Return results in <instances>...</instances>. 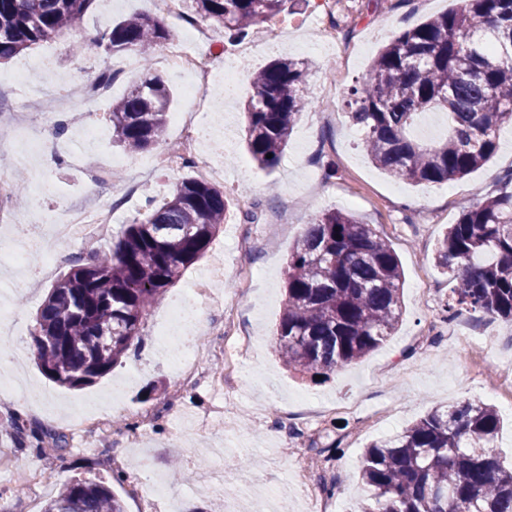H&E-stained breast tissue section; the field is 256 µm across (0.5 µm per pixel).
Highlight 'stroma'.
Segmentation results:
<instances>
[{
  "label": "stroma",
  "mask_w": 512,
  "mask_h": 512,
  "mask_svg": "<svg viewBox=\"0 0 512 512\" xmlns=\"http://www.w3.org/2000/svg\"><path fill=\"white\" fill-rule=\"evenodd\" d=\"M459 0H353L338 9L336 25L345 33L348 65H341L334 50L315 44L314 20L308 0H298L294 12L281 23L283 45L268 48L263 36L238 42L244 52L245 76L236 96L238 110L229 116V126L217 123L213 112L201 113L211 134L204 147L206 158L222 163L225 178L220 185L230 196L251 195L259 208L260 221L248 223L245 214L232 210L221 228L216 247L184 270L169 288L165 299L151 308L142 328L137 354L123 359L111 373L93 385L68 389L48 380L38 369L32 348L35 318L52 278L20 272V292L11 297L12 334L8 341L22 362V382L0 395V448L21 466L45 471L39 487L12 484L11 512H30L31 500L46 502L70 481L81 478L110 483L124 497L126 512H141L139 501L128 492L129 479L139 477L162 484L174 499L177 512H224V501L211 480L212 471L233 473L248 466L252 476L244 492L240 512H251L254 500L266 502L268 512H311L308 492L297 482L286 460L296 447L307 448L308 471H315L310 444H335L334 465L342 477L341 503L355 506L366 492L357 469L363 448L373 440L402 431L432 408L449 409L466 400L498 404L493 389L504 359L512 358V324L488 315L475 317L497 345L483 359L474 358L466 342L454 336V321L442 318L451 283L438 268L433 252L439 236L454 223L464 206L484 198L497 177L512 169V126L502 127L498 149L482 168L469 175L434 185H413L389 178L369 164L360 134L349 121L345 100L354 81L362 79L379 50L401 30L428 17L459 8ZM153 0H94L80 22V32L99 33L113 21L131 14H157ZM80 32L52 38L35 45L9 62L0 64V75L14 74L22 64L46 60L51 82L44 84L38 111L40 117L30 133L47 138L50 120L69 106L84 105L103 123L113 100L123 97L137 71L124 68L122 57L104 54L76 55L71 45ZM304 58L309 62L305 82L314 105L304 112L294 128L288 149L274 171L260 169L245 147V117L241 110L250 95L253 73L278 57ZM114 78L103 94H80V87L104 70ZM340 83H332L333 75ZM336 86V109L319 120L317 102L328 84ZM76 137L67 131L59 149L65 165L39 160L26 167L27 180L43 178L51 188L42 199L45 211L99 202L97 186L87 182L93 167L115 165L122 177L112 184V203L117 208L113 233H120L146 206V197L162 200L184 178L197 177L196 168L184 167L170 174L149 168L152 152L128 154L112 145L110 129L104 128L83 164L70 162L68 146ZM331 158L338 169L326 178L321 156ZM134 188L130 201H123L126 188ZM338 209L355 214L371 224L395 250L404 272L403 315L397 332L363 361L331 374L310 379L282 365L274 333L285 304L284 279L288 251L316 212ZM225 261L217 290L225 308L238 313L240 328L253 336L254 346L242 358L234 390L224 403L222 418L212 420L204 431L189 429L188 420L208 411L215 399L213 384L223 383L222 363L213 356L200 362L207 384L183 391L172 400L176 373L161 356L156 343L158 324L171 304L192 281L218 261ZM249 272L246 292H239L238 271ZM427 277L430 291L419 296L417 283ZM27 399L25 413L15 403ZM360 403L358 416L340 419L329 411L336 405ZM386 409L383 424L369 427L362 416ZM93 409L127 423L128 411L151 409L153 426L137 442L120 436L83 437L67 427V420ZM22 416L29 433L17 434L8 420ZM298 436H291V429ZM46 434L58 442L55 450H35L30 432Z\"/></svg>",
  "instance_id": "1"
}]
</instances>
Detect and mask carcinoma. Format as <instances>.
<instances>
[{
    "mask_svg": "<svg viewBox=\"0 0 512 512\" xmlns=\"http://www.w3.org/2000/svg\"><path fill=\"white\" fill-rule=\"evenodd\" d=\"M194 15L230 42L260 32L295 0H185ZM92 0H0V62L71 31ZM171 40L163 20L135 15L81 45V52L134 54L148 67ZM308 62L277 58L252 78L246 147L267 171L281 163L311 102ZM173 90L145 72L112 102V143L141 153L165 138ZM346 106L370 160L414 184L462 178L497 149L512 124V0L463 6L400 31L348 91ZM448 113V136L433 145L410 135L418 116ZM272 157H267V154ZM224 189L187 178L172 195L123 227L110 252L74 261L36 315L35 360L56 384L81 388L112 371L140 343L144 317L182 272L202 258L226 222ZM434 261L454 282L445 318L461 311L512 323V172L464 208L438 240ZM404 272L393 248L351 213L311 216L288 254L286 307L276 347L290 372L323 377L379 348L402 315ZM500 428L496 408L465 401L435 409L403 432L371 442L359 475L369 502L359 512H512V467L490 452ZM43 512H125L103 482L75 479Z\"/></svg>",
    "mask_w": 512,
    "mask_h": 512,
    "instance_id": "obj_1",
    "label": "carcinoma"
}]
</instances>
